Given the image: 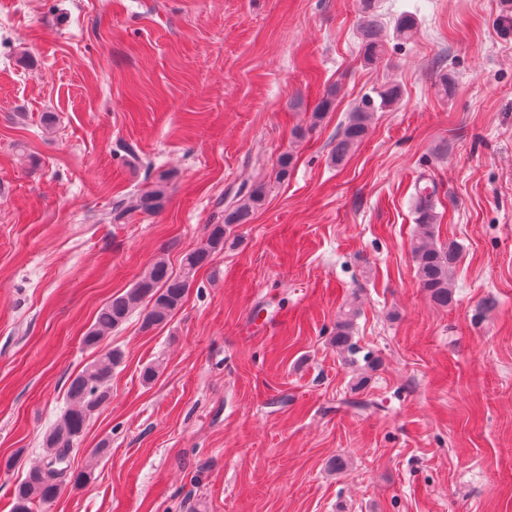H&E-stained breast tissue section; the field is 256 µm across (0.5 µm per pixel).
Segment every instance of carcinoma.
<instances>
[{
  "label": "carcinoma",
  "mask_w": 512,
  "mask_h": 512,
  "mask_svg": "<svg viewBox=\"0 0 512 512\" xmlns=\"http://www.w3.org/2000/svg\"><path fill=\"white\" fill-rule=\"evenodd\" d=\"M372 0H362L364 19L361 35L365 43V59H381L385 51L382 26L372 13ZM403 94L399 84L385 85L368 94L354 107L345 126L336 133L332 158L343 161L354 147L367 136L375 113L398 101ZM415 212L418 234L413 244V259L417 278L431 303L446 308L453 303L451 272L457 263L459 247L453 243L441 244L437 240L436 188L426 183L415 184ZM263 184L241 185L224 207V223L210 225L201 244L185 254L180 271H172L160 259L127 292L112 297L98 312L93 329L84 337L88 346L98 343L102 336L124 323L136 310L147 309L143 324L158 326L166 322L182 306L194 281L197 270L205 266L224 244L232 228L249 221L252 212L265 199ZM167 198V177L160 175L155 184L122 202L113 210V221H121L131 210L159 211ZM357 311H344L336 320L332 345L342 361L351 364L360 348L353 341L354 318ZM123 352L118 348L106 351L100 358L86 366L70 382V405L63 411L56 425L43 441L44 460L27 473L15 489L12 512H34L38 504H48L59 496L66 486L70 454L74 441L83 432L90 417L110 400L108 382L112 368L119 366Z\"/></svg>",
  "instance_id": "carcinoma-1"
}]
</instances>
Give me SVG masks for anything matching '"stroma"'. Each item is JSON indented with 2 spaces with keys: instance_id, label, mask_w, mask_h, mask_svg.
Instances as JSON below:
<instances>
[{
  "instance_id": "stroma-1",
  "label": "stroma",
  "mask_w": 512,
  "mask_h": 512,
  "mask_svg": "<svg viewBox=\"0 0 512 512\" xmlns=\"http://www.w3.org/2000/svg\"><path fill=\"white\" fill-rule=\"evenodd\" d=\"M374 5L387 43L367 64L360 0H0V512L72 378L115 346L78 481L37 512H512V0ZM388 82L401 99L331 163ZM163 173L160 211L113 222ZM423 174L462 251L445 309L411 251ZM260 180L166 323L137 311L84 344ZM350 307L380 360L359 392L329 343ZM366 95L354 107L345 126L336 133V144L332 158L342 162L354 147L362 143L367 136L375 112L383 111L398 101L403 89L400 84L385 85Z\"/></svg>"
}]
</instances>
